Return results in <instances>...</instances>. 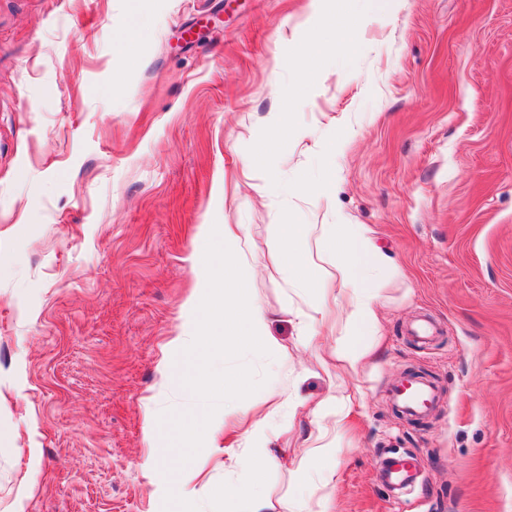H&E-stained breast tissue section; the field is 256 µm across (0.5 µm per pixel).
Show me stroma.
<instances>
[{
  "label": "stroma",
  "instance_id": "stroma-1",
  "mask_svg": "<svg viewBox=\"0 0 512 512\" xmlns=\"http://www.w3.org/2000/svg\"><path fill=\"white\" fill-rule=\"evenodd\" d=\"M326 7L0 0V512H181L154 488L187 468L198 512H224L239 471L188 442L224 410L203 372L217 389L247 375L243 409L281 394L256 493L321 494L294 479L314 426L290 401L331 392L336 367L301 343L310 298L279 252L289 216L313 225L310 252L344 222L388 257L370 278L382 319L364 399L339 435V512H512V0H395L304 86L294 58ZM134 22L131 55L116 41ZM296 98L301 136L251 167ZM331 173L332 197L317 190ZM202 224L245 225L277 351L170 347L194 322V255L223 257L221 241L201 247ZM408 370L439 388L418 420L389 394ZM385 450L418 458L406 489L383 483Z\"/></svg>",
  "mask_w": 512,
  "mask_h": 512
}]
</instances>
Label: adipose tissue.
<instances>
[{
	"instance_id": "ef3b65f1",
	"label": "adipose tissue",
	"mask_w": 512,
	"mask_h": 512,
	"mask_svg": "<svg viewBox=\"0 0 512 512\" xmlns=\"http://www.w3.org/2000/svg\"><path fill=\"white\" fill-rule=\"evenodd\" d=\"M363 14L351 9L346 0L329 9L322 18L325 37L309 41L298 50L303 68L329 59L340 47L355 51ZM331 230V236L324 242L325 249L336 255V273L330 278H323L312 255L300 247L311 232L310 225L291 220L281 224L280 251L297 285L319 295L310 310L298 315L305 344L315 343L320 326L329 314H336L345 325L346 335L337 339L332 353L343 372L354 378L363 371L369 355L365 338L379 327V302L365 282L380 252L364 230L354 225L335 224ZM199 236L206 242L214 238L223 240L224 257L219 264L200 267L199 290L204 301L198 307L195 321L197 340L245 345L259 353L278 350L279 341L269 332L266 316L240 271L247 242L244 226L204 224ZM352 399V394L339 391L319 400L312 410L319 425L316 433L308 436L306 452L294 469L296 478L304 480L318 464L326 466L321 477L325 492L316 498L309 512H338L332 490L339 484V474L332 463L338 452V431Z\"/></svg>"
}]
</instances>
